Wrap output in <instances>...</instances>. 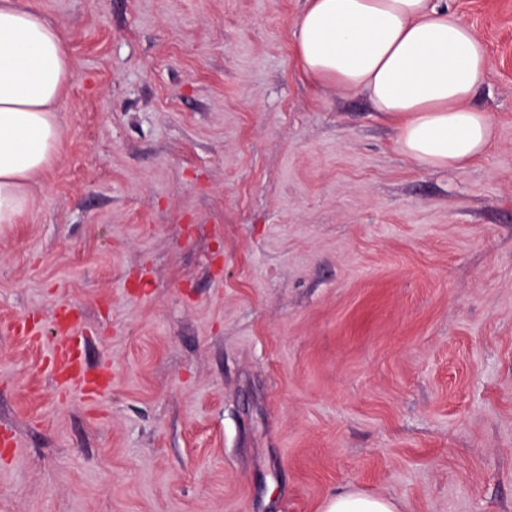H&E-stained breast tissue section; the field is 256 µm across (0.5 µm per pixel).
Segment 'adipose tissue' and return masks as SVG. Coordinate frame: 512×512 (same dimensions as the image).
Here are the masks:
<instances>
[{
    "label": "adipose tissue",
    "instance_id": "1",
    "mask_svg": "<svg viewBox=\"0 0 512 512\" xmlns=\"http://www.w3.org/2000/svg\"><path fill=\"white\" fill-rule=\"evenodd\" d=\"M294 54L314 82L363 94L372 111L394 120L399 150L421 168H464L491 143L489 115L469 104L490 57L447 0H307ZM74 78L68 37L36 0H0V224L29 210V182L59 149L64 91ZM320 512L397 507L344 492Z\"/></svg>",
    "mask_w": 512,
    "mask_h": 512
}]
</instances>
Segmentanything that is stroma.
<instances>
[{"label": "stroma", "mask_w": 512, "mask_h": 512, "mask_svg": "<svg viewBox=\"0 0 512 512\" xmlns=\"http://www.w3.org/2000/svg\"><path fill=\"white\" fill-rule=\"evenodd\" d=\"M304 4L40 0L76 77L0 224V512H512V0H448L491 59L459 171L306 77ZM58 337L51 354L50 364L64 377L65 381L77 382L86 394H94L98 390L97 384L86 377L82 356L71 344L74 339V326L72 324L60 325L57 328ZM396 505L385 498L362 492H344L329 496L320 512H398Z\"/></svg>", "instance_id": "35a3bbf8"}]
</instances>
